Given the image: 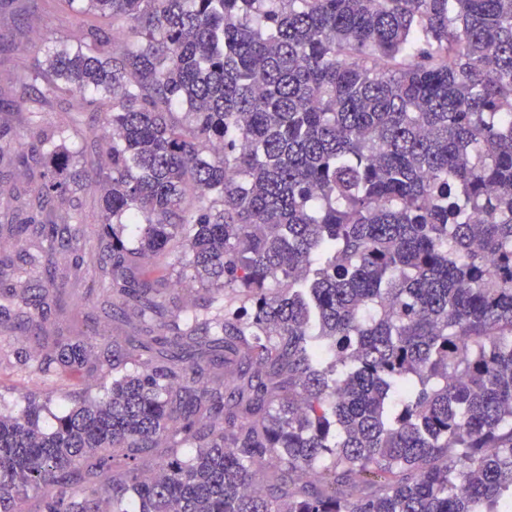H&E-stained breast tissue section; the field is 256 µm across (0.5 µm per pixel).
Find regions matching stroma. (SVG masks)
<instances>
[{
	"instance_id": "stroma-1",
	"label": "stroma",
	"mask_w": 512,
	"mask_h": 512,
	"mask_svg": "<svg viewBox=\"0 0 512 512\" xmlns=\"http://www.w3.org/2000/svg\"><path fill=\"white\" fill-rule=\"evenodd\" d=\"M82 22V16L68 11L59 0H26L21 11L7 2L0 5V126L6 124L11 128V136L0 151V206L12 203L16 188L28 178L27 167L21 159L29 149L26 120L24 113L14 105L19 95L30 90L25 76L43 60L46 40L69 39ZM79 103V97H69L48 107L43 117L54 125L74 124L73 140L83 149L82 163L87 174L75 186L72 199L80 203L85 215L86 248L79 255L65 250L54 253L50 270L38 273L32 285L36 288L54 285L64 298L62 305L52 306L42 322V334L77 333L100 343L108 337L124 335L125 329L115 313L103 309L97 278H86L77 286L53 278L54 271L64 270L78 261L96 264L100 254L102 190L94 171L108 161V141L90 113H78Z\"/></svg>"
}]
</instances>
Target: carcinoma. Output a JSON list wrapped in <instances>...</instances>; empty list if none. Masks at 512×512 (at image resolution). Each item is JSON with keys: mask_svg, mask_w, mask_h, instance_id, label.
I'll return each instance as SVG.
<instances>
[{"mask_svg": "<svg viewBox=\"0 0 512 512\" xmlns=\"http://www.w3.org/2000/svg\"><path fill=\"white\" fill-rule=\"evenodd\" d=\"M126 28L47 48L20 97L31 232L0 318L84 251L75 94L112 131L94 272L130 346L35 336L11 367L112 373L0 413V512H512V0H63ZM152 254L209 296L179 310ZM493 258L488 264L487 257ZM193 446L188 458L177 449ZM112 376L103 378L98 373L94 372L90 377L82 381V385L77 389H72L69 386L53 387L51 385H44L39 382L40 389L48 392L52 396L51 412L59 414L60 412L71 408L74 400L73 390L80 391L87 397L92 399H100L104 395L105 386H109Z\"/></svg>", "mask_w": 512, "mask_h": 512, "instance_id": "obj_1", "label": "carcinoma"}]
</instances>
